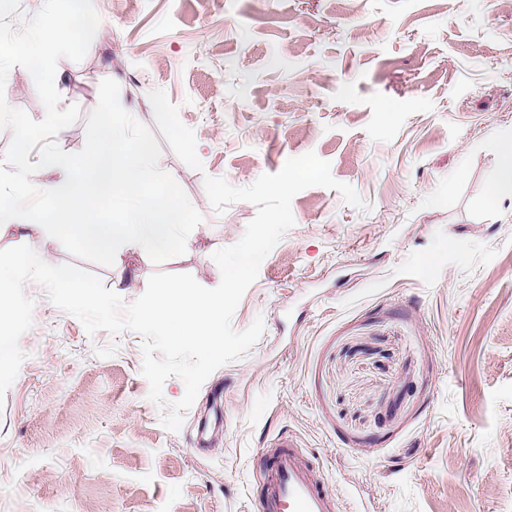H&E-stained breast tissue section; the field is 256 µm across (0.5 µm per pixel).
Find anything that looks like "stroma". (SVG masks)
Listing matches in <instances>:
<instances>
[{
	"label": "stroma",
	"instance_id": "1",
	"mask_svg": "<svg viewBox=\"0 0 512 512\" xmlns=\"http://www.w3.org/2000/svg\"><path fill=\"white\" fill-rule=\"evenodd\" d=\"M53 0H0L24 41ZM86 50L51 58L61 121L31 145L84 156L104 106L188 212L169 253L41 238L52 264L133 301L155 271L206 288L211 247L256 208L216 214L205 177L245 187L312 152L364 210L313 186L233 316L262 319L241 359L179 401L148 398L142 339L87 335L37 283L19 374L0 401V512H251L259 448H305L339 512H512V201L488 184L512 132V0H81ZM27 118L45 92L27 55L0 61ZM436 259L432 271L421 260ZM117 341L116 353L96 347Z\"/></svg>",
	"mask_w": 512,
	"mask_h": 512
}]
</instances>
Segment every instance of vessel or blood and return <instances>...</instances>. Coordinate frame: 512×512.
<instances>
[{
	"instance_id": "1",
	"label": "vessel or blood",
	"mask_w": 512,
	"mask_h": 512,
	"mask_svg": "<svg viewBox=\"0 0 512 512\" xmlns=\"http://www.w3.org/2000/svg\"><path fill=\"white\" fill-rule=\"evenodd\" d=\"M264 483L254 512H339L338 498L320 481L312 459L287 437L260 449Z\"/></svg>"
}]
</instances>
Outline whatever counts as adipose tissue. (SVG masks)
Wrapping results in <instances>:
<instances>
[{
    "instance_id": "obj_1",
    "label": "adipose tissue",
    "mask_w": 512,
    "mask_h": 512,
    "mask_svg": "<svg viewBox=\"0 0 512 512\" xmlns=\"http://www.w3.org/2000/svg\"><path fill=\"white\" fill-rule=\"evenodd\" d=\"M35 38L46 59L61 43L79 50L86 47L80 29L62 28L54 17L38 22ZM92 150L95 162L89 171L60 151L44 153L36 164L30 162L27 152L17 155L14 196L8 206L0 205V224L32 239L33 245L23 257L28 269L39 271L50 262L49 255L35 244L41 225L26 221L23 203L36 193L50 201L45 217L53 229L74 235L83 246L98 253H111L118 242L157 253L172 248L177 227L187 219L169 191L176 182L175 175L159 176L144 145L133 142L107 118L100 125ZM39 170L48 174V181L36 179ZM105 205L119 211L120 219L104 221L101 208Z\"/></svg>"
}]
</instances>
